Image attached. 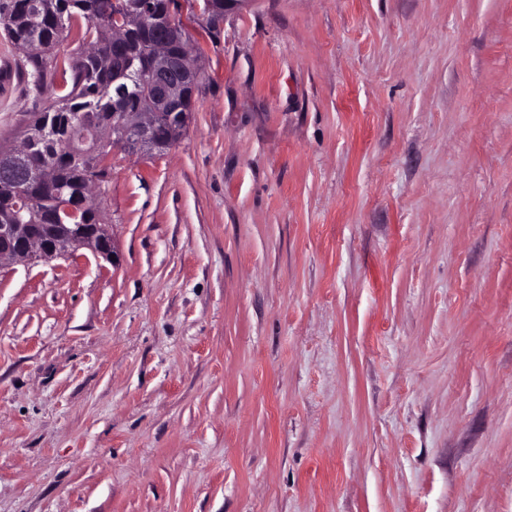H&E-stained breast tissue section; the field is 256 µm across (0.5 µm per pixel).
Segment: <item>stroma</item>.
I'll return each mask as SVG.
<instances>
[{"label": "stroma", "instance_id": "35a3bbf8", "mask_svg": "<svg viewBox=\"0 0 512 512\" xmlns=\"http://www.w3.org/2000/svg\"><path fill=\"white\" fill-rule=\"evenodd\" d=\"M178 2L116 262L0 265V512H512V0Z\"/></svg>", "mask_w": 512, "mask_h": 512}]
</instances>
